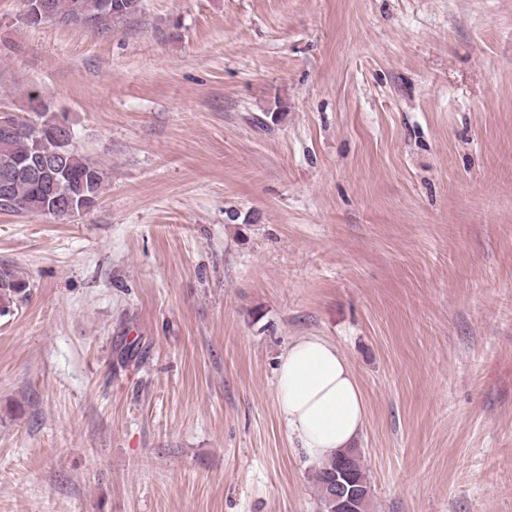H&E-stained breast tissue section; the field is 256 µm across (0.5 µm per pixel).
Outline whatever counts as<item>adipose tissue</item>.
<instances>
[{"instance_id":"ef3b65f1","label":"adipose tissue","mask_w":512,"mask_h":512,"mask_svg":"<svg viewBox=\"0 0 512 512\" xmlns=\"http://www.w3.org/2000/svg\"><path fill=\"white\" fill-rule=\"evenodd\" d=\"M275 401L289 437L316 465L355 447L366 425L364 394L348 360L318 336L295 340L281 356Z\"/></svg>"}]
</instances>
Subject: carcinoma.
I'll return each mask as SVG.
<instances>
[{"label":"carcinoma","instance_id":"obj_1","mask_svg":"<svg viewBox=\"0 0 512 512\" xmlns=\"http://www.w3.org/2000/svg\"><path fill=\"white\" fill-rule=\"evenodd\" d=\"M55 22L80 24L92 21L95 30H106L114 19L133 15L142 8L141 0H50ZM36 95L28 98L27 123L41 129L40 133L15 132L0 134V174L14 175L11 186L12 207L10 212L51 216L57 219L74 217L89 210L96 204L103 188V170L82 155L78 148L61 143L56 137L59 124L68 121L66 115H58L46 100L34 104ZM36 160L41 166V178L33 180L16 173L24 161ZM64 193L74 210L60 207L59 193ZM27 284L11 269H0V314L9 312L18 296L26 290ZM348 463V475L356 487L371 493L368 469L357 448H350L341 454ZM336 462L316 467L312 480L317 488L321 512H331L328 468Z\"/></svg>","mask_w":512,"mask_h":512}]
</instances>
